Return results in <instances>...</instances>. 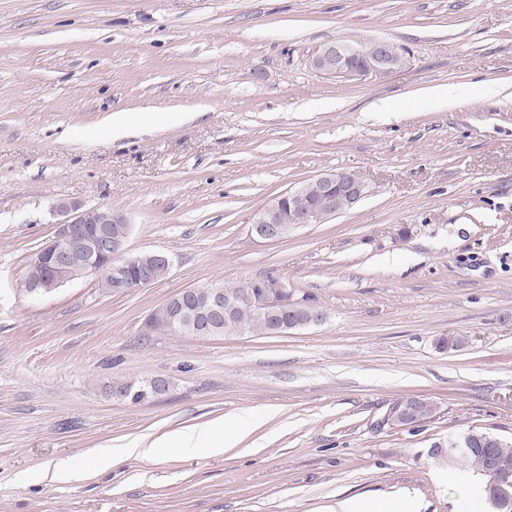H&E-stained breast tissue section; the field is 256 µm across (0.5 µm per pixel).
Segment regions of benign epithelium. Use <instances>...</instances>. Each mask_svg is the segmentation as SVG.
I'll return each mask as SVG.
<instances>
[{"label": "benign epithelium", "instance_id": "1", "mask_svg": "<svg viewBox=\"0 0 512 512\" xmlns=\"http://www.w3.org/2000/svg\"><path fill=\"white\" fill-rule=\"evenodd\" d=\"M411 58L409 50L387 39H371L360 43L338 40L318 47L310 63L317 71L342 80H380L405 66ZM368 183L357 173L344 177L333 170L324 171L297 188L274 198L254 215L250 235L267 243L279 242L288 233L308 224H321L327 219L357 205L368 195ZM54 209L64 216L56 225L52 239L38 251L28 273L27 288L31 293L47 295L72 281V257L81 253L85 261L82 277L101 280L108 275L112 292L123 293L128 288L129 272L137 271L143 287L151 285V269L157 263L171 267L169 256L162 251L130 255L127 243L131 224L119 210L88 207L69 199L59 200ZM210 300L202 309L190 308L187 300L195 289L185 288L155 308L148 321L165 320L179 328L187 314H192L195 336L216 334L221 319L231 312V298L223 288L210 284ZM261 313L275 322L274 333L283 334L305 325H319L325 315L313 311L300 319L296 312H285L278 303L260 304ZM491 488L498 500V512L512 507V472L506 467L494 468Z\"/></svg>", "mask_w": 512, "mask_h": 512}]
</instances>
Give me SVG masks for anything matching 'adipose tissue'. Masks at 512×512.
Wrapping results in <instances>:
<instances>
[{"label":"adipose tissue","instance_id":"adipose-tissue-1","mask_svg":"<svg viewBox=\"0 0 512 512\" xmlns=\"http://www.w3.org/2000/svg\"><path fill=\"white\" fill-rule=\"evenodd\" d=\"M258 419L259 416L255 412L245 411L236 415L232 423L225 425L223 438H215L212 435L211 429L203 428L192 433H174L164 441H154L139 448H122L119 449L117 455L122 457L156 458L167 451L202 448L211 455L220 456L228 449L237 447L244 437L248 435Z\"/></svg>","mask_w":512,"mask_h":512}]
</instances>
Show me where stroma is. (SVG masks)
Returning <instances> with one entry per match:
<instances>
[{
	"label": "stroma",
	"mask_w": 512,
	"mask_h": 512,
	"mask_svg": "<svg viewBox=\"0 0 512 512\" xmlns=\"http://www.w3.org/2000/svg\"><path fill=\"white\" fill-rule=\"evenodd\" d=\"M383 38L412 59L340 82L318 45ZM453 87L455 100L429 98ZM134 136L112 139L113 112ZM355 208L265 243L258 209L327 171ZM61 198L122 211L128 249L173 266L120 295L93 279L46 295L28 269ZM323 324L280 335L150 331L175 293L265 274ZM442 336L464 337L440 351ZM163 378L134 402L115 387ZM423 396L436 416L383 424ZM199 448L98 451L230 421ZM512 439V0H0V512H331L410 496L455 512L449 436ZM76 478L45 477L52 465ZM422 402H417L414 397H403L396 400L390 407L388 412L396 414L398 417V411L408 405H413L416 414V421L413 425L422 424L428 421L436 415L437 406L430 399H422ZM259 418L255 412L245 411L236 415L230 424L219 423L192 433H173L162 442L153 441L141 448H121L113 454L99 458L95 463V470L108 469L112 466V460L117 457L156 458L163 455L165 451H181L191 448H203L213 456H221L229 448L237 447ZM222 426H224V438L213 437L214 429Z\"/></svg>",
	"instance_id": "35a3bbf8"
}]
</instances>
